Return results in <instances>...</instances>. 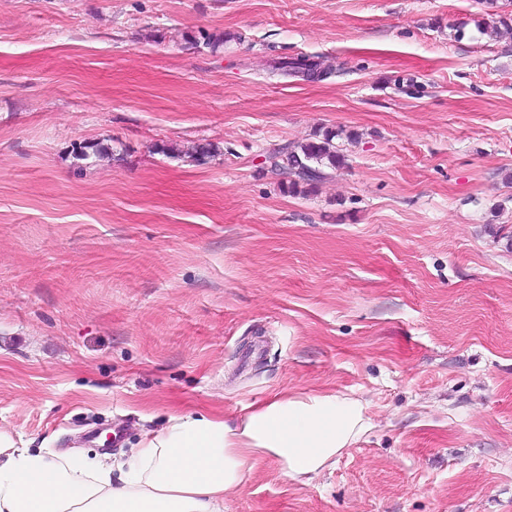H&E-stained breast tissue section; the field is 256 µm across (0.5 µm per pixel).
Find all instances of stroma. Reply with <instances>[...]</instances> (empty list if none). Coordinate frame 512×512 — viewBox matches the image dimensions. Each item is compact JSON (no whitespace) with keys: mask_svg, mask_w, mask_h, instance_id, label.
Returning a JSON list of instances; mask_svg holds the SVG:
<instances>
[{"mask_svg":"<svg viewBox=\"0 0 512 512\" xmlns=\"http://www.w3.org/2000/svg\"><path fill=\"white\" fill-rule=\"evenodd\" d=\"M488 21L0 0V429L124 468L172 414L328 391L369 432L307 485L261 460L224 512H512V33ZM299 56L331 75L274 73ZM328 130L344 164L283 190L268 152Z\"/></svg>","mask_w":512,"mask_h":512,"instance_id":"1","label":"stroma"}]
</instances>
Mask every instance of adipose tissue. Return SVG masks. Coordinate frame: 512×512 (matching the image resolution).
<instances>
[{"label": "adipose tissue", "mask_w": 512, "mask_h": 512, "mask_svg": "<svg viewBox=\"0 0 512 512\" xmlns=\"http://www.w3.org/2000/svg\"><path fill=\"white\" fill-rule=\"evenodd\" d=\"M366 401L274 394L235 422L173 416L145 433L126 470L103 456L16 447L0 431V512H224V497L265 457L305 485L371 429Z\"/></svg>", "instance_id": "1"}]
</instances>
